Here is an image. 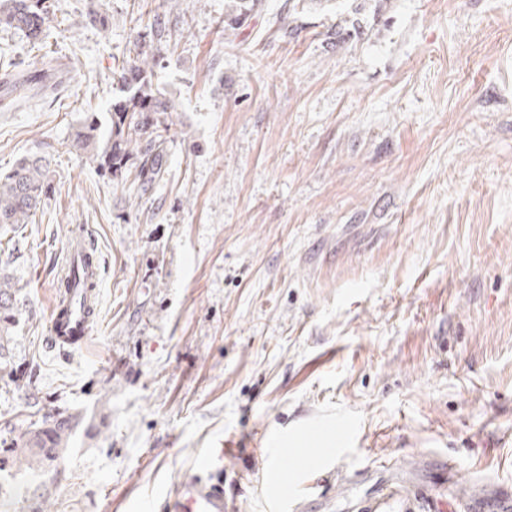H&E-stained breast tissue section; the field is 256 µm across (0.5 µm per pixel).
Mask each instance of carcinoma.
<instances>
[{"mask_svg": "<svg viewBox=\"0 0 512 512\" xmlns=\"http://www.w3.org/2000/svg\"><path fill=\"white\" fill-rule=\"evenodd\" d=\"M44 0H6L0 8V25L22 31L32 41L41 39L54 14ZM261 0H231L224 11V36L235 34L251 17ZM158 49L137 43L134 58L122 63L113 78L125 97L112 105L104 146H99L100 126L88 118L75 141L98 170L121 180L135 164L141 194L167 174L168 113L174 104L153 87L152 76ZM50 162L43 156L21 159L7 174H0V226L20 228L40 211L51 186ZM13 277L0 268V359L7 357L9 329L15 323L17 302ZM50 428L39 429L12 450V465L41 479L57 476L65 469L66 454L77 428L66 406L52 410Z\"/></svg>", "mask_w": 512, "mask_h": 512, "instance_id": "obj_1", "label": "carcinoma"}]
</instances>
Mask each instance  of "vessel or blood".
<instances>
[{
	"label": "vessel or blood",
	"mask_w": 512,
	"mask_h": 512,
	"mask_svg": "<svg viewBox=\"0 0 512 512\" xmlns=\"http://www.w3.org/2000/svg\"><path fill=\"white\" fill-rule=\"evenodd\" d=\"M65 269L73 282L66 301H54L50 308L52 344L76 349L91 333L97 312V265L89 249L72 244L67 248ZM421 500L402 495L398 486L388 485L379 493L363 496L356 502L357 512H420ZM173 512H231L219 481L194 479L185 484L174 502Z\"/></svg>",
	"instance_id": "vessel-or-blood-1"
}]
</instances>
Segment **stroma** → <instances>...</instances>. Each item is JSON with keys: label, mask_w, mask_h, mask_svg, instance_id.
<instances>
[{"label": "stroma", "mask_w": 512, "mask_h": 512, "mask_svg": "<svg viewBox=\"0 0 512 512\" xmlns=\"http://www.w3.org/2000/svg\"><path fill=\"white\" fill-rule=\"evenodd\" d=\"M262 3L231 37L226 0H58L37 44L0 26V172L53 175L33 224L0 229L20 298L0 436L55 404L83 418L64 473L5 486L0 512H171L208 459L236 512H354L398 479L426 512L512 493V0ZM156 14L176 110L142 197L73 139ZM45 54L42 90L8 102ZM78 231L97 314L61 350Z\"/></svg>", "instance_id": "1"}]
</instances>
